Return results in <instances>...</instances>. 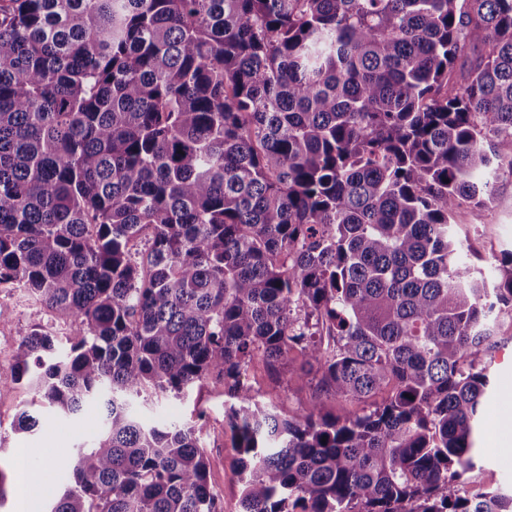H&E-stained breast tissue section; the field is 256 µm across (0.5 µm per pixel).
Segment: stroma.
I'll return each mask as SVG.
<instances>
[{
	"label": "stroma",
	"mask_w": 512,
	"mask_h": 512,
	"mask_svg": "<svg viewBox=\"0 0 512 512\" xmlns=\"http://www.w3.org/2000/svg\"><path fill=\"white\" fill-rule=\"evenodd\" d=\"M451 232L464 244L468 262L478 265L488 282L497 281L498 261L503 251L512 250V180L497 183L492 207L457 210ZM34 328L51 336L70 333L69 325L56 320L44 306L19 289L0 287V336L18 341ZM498 336L500 348L488 369L491 384L478 458L475 468L463 477V487L470 494L493 489L512 491V311L501 314ZM241 380L263 402L275 404L291 417L302 414L312 400L313 387L308 380L270 384L258 357L244 368ZM33 398V391L24 385L0 390V463L7 467L9 489L0 512H15L18 449L28 450L32 468L39 471L38 482L45 488L43 497L48 500L57 495L61 481L55 469L44 468L45 457L55 450L70 449L93 439L101 427L99 409L89 407L76 422L57 418L34 434L15 431L13 424L19 411ZM224 399L223 385L209 380L202 388L191 389L179 397L171 393L147 394L139 399L138 408L150 421H182L190 418L194 408L203 409L210 486L217 492L222 512H242L238 455L224 423Z\"/></svg>",
	"instance_id": "obj_1"
}]
</instances>
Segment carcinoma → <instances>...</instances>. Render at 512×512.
<instances>
[{
    "label": "carcinoma",
    "mask_w": 512,
    "mask_h": 512,
    "mask_svg": "<svg viewBox=\"0 0 512 512\" xmlns=\"http://www.w3.org/2000/svg\"><path fill=\"white\" fill-rule=\"evenodd\" d=\"M507 177L512 0H0V285L71 327L0 389L101 410L46 512H220L202 413L134 407L212 378L243 512H512L462 487L512 251L490 285L450 231ZM311 377L312 375L299 382L288 383L286 374L282 383L274 386L268 381L261 356H256L244 368L241 380L254 393H258L263 402L275 404L279 411L292 417L299 416L310 405L313 393V385L309 383Z\"/></svg>",
    "instance_id": "obj_1"
}]
</instances>
